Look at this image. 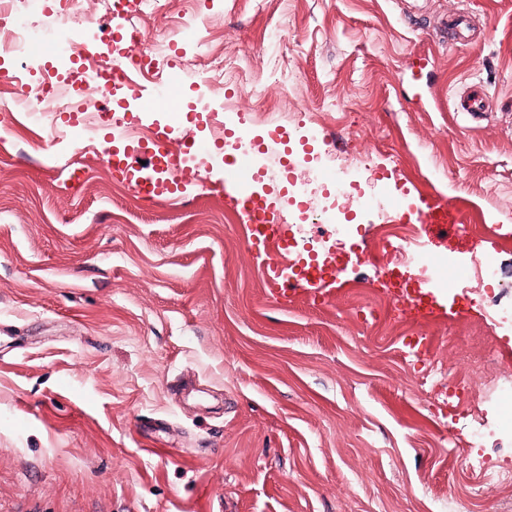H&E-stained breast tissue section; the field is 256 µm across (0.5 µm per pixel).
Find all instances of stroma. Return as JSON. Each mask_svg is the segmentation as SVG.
I'll list each match as a JSON object with an SVG mask.
<instances>
[{
    "label": "stroma",
    "instance_id": "1",
    "mask_svg": "<svg viewBox=\"0 0 512 512\" xmlns=\"http://www.w3.org/2000/svg\"><path fill=\"white\" fill-rule=\"evenodd\" d=\"M59 0H16L38 46ZM475 38L455 39L448 16ZM184 111L338 142L485 225L428 252L492 253L512 282V0H157ZM239 72L210 96L199 40ZM480 85L483 119L453 111ZM106 128L52 140L0 112V512H512V293H438L425 351L380 298L393 255L353 265L329 304L282 307L202 168L147 201L101 166ZM496 342L467 333L481 305ZM459 389L456 410L450 389ZM480 447H470L474 431Z\"/></svg>",
    "mask_w": 512,
    "mask_h": 512
}]
</instances>
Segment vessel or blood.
<instances>
[{"label": "vessel or blood", "instance_id": "vessel-or-blood-1", "mask_svg": "<svg viewBox=\"0 0 512 512\" xmlns=\"http://www.w3.org/2000/svg\"><path fill=\"white\" fill-rule=\"evenodd\" d=\"M138 11L139 0H113L112 17L102 38L92 43V50L100 52L109 47L114 53H123L132 38L126 20ZM199 109L209 112L211 135L223 149L224 176L219 188L242 224L247 243L256 247V262L272 294L283 303L301 298L315 304L325 303L347 274L348 258L332 253L306 258L296 253L286 201L274 193L260 194L251 189L255 172L250 164L251 153L243 147L244 135L225 128L223 113L210 111L207 103H200ZM454 109L481 119L487 110L485 91L473 87L456 97ZM118 136L124 145L104 147L106 164L124 176L132 190L150 199H167L178 194V183L166 179V171L181 169L185 155L203 152L202 146L188 140L181 150H172L170 143L175 131L167 127L152 129L146 139L136 137L128 129L120 130ZM410 215L415 223L435 225L441 232L449 229L448 209L436 199H425ZM380 283L392 305L403 315L416 320L442 316L429 281L408 279L399 283L387 272Z\"/></svg>", "mask_w": 512, "mask_h": 512}]
</instances>
